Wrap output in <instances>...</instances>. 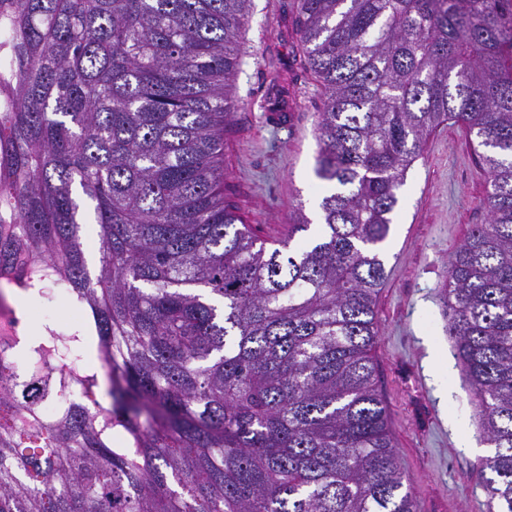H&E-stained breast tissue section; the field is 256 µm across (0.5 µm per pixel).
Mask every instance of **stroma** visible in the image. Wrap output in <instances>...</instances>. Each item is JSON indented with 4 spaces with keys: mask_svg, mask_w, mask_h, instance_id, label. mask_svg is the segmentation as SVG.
<instances>
[{
    "mask_svg": "<svg viewBox=\"0 0 512 512\" xmlns=\"http://www.w3.org/2000/svg\"><path fill=\"white\" fill-rule=\"evenodd\" d=\"M296 0H252L253 21L239 44L231 94L239 102L224 145V173L240 211L260 238L312 240L319 220L314 174L316 128L324 107L312 74H297L300 107L276 122L264 99L301 48L279 37L277 24L295 18ZM487 176L464 131L451 122L427 138L407 172L388 238L380 249L386 277L377 298L380 339L372 352L376 387L416 512H484L478 468L492 447L483 437L473 395L463 381L446 330L442 283L448 263L472 227L487 223ZM312 222L294 231L297 214Z\"/></svg>",
    "mask_w": 512,
    "mask_h": 512,
    "instance_id": "obj_1",
    "label": "stroma"
}]
</instances>
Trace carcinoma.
I'll return each mask as SVG.
<instances>
[{
    "mask_svg": "<svg viewBox=\"0 0 512 512\" xmlns=\"http://www.w3.org/2000/svg\"><path fill=\"white\" fill-rule=\"evenodd\" d=\"M251 19V0H0V283L84 311L0 359V512H416L375 383L378 246L447 121L489 186L448 336L494 448L486 512H512V0H298L325 97L299 246L224 193ZM88 327L103 374L73 367ZM98 226L97 224H82L81 225V238L84 243V250L86 260L89 268L92 270L97 266L99 267V243H98ZM96 269V270H97Z\"/></svg>",
    "mask_w": 512,
    "mask_h": 512,
    "instance_id": "1",
    "label": "carcinoma"
}]
</instances>
